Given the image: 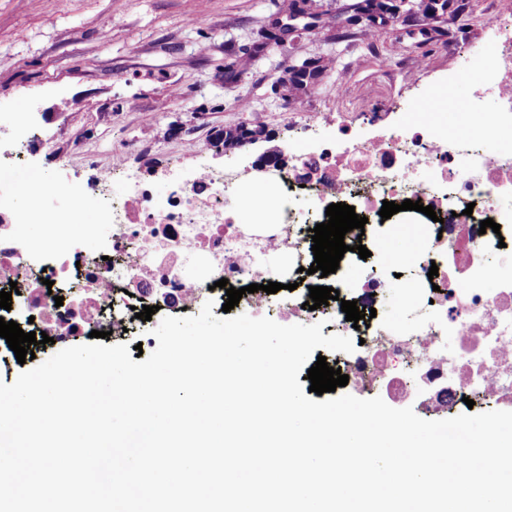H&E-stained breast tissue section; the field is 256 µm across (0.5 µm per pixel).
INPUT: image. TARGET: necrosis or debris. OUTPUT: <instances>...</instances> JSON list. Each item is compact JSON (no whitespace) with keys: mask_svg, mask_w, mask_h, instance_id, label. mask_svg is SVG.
Here are the masks:
<instances>
[{"mask_svg":"<svg viewBox=\"0 0 512 512\" xmlns=\"http://www.w3.org/2000/svg\"><path fill=\"white\" fill-rule=\"evenodd\" d=\"M500 51L488 75L469 80L459 66L453 82L469 88L466 119L471 133L456 138L437 113L405 122L373 137L327 138L318 154L295 153L288 171L257 176L272 200L257 207L258 218L240 223L238 200L245 186L205 168L166 197L139 183L112 193V167L98 165L88 188L68 186L66 208L47 209L58 183L26 179V146L33 132L19 125L12 140H0V283L16 282L13 297L23 317L63 343L75 332L122 335L135 319V304L150 302L197 309L213 298L219 280L243 289L242 306L278 311L309 324L308 291L288 294L248 292L268 283L266 262L281 258L279 283L300 280L312 251L307 222L297 205L307 197L325 218L329 205L354 206L365 217L363 231L346 233L350 250L340 262L347 277L339 296L370 309L390 298L396 319H374L353 328L337 312L339 334L355 341L354 352L338 360L350 385L382 388L393 401L413 402L434 411L469 397L512 401V265L490 262L492 253L512 256V211L499 200L512 197V31L496 29ZM96 200L100 220L72 234L69 224L87 200ZM418 200L435 218L402 212L419 226L422 243L406 262L415 267L410 282H394L365 272L352 247L359 236L373 238L368 215L384 202ZM493 219L499 231H481ZM42 226L29 237L28 223ZM435 278H428L430 266ZM79 281L78 298L55 303L49 288Z\"/></svg>","mask_w":512,"mask_h":512,"instance_id":"1","label":"necrosis or debris"}]
</instances>
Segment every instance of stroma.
Instances as JSON below:
<instances>
[{"instance_id":"stroma-1","label":"stroma","mask_w":512,"mask_h":512,"mask_svg":"<svg viewBox=\"0 0 512 512\" xmlns=\"http://www.w3.org/2000/svg\"><path fill=\"white\" fill-rule=\"evenodd\" d=\"M386 2L384 27L359 0H0V117L24 105L45 179L86 184L91 152L161 195L198 167L245 181L268 145L289 158L301 141L397 127L460 60L483 65L472 46L495 53L491 25L512 29V0ZM308 62L301 88L288 75ZM241 124L268 142L221 147Z\"/></svg>"}]
</instances>
